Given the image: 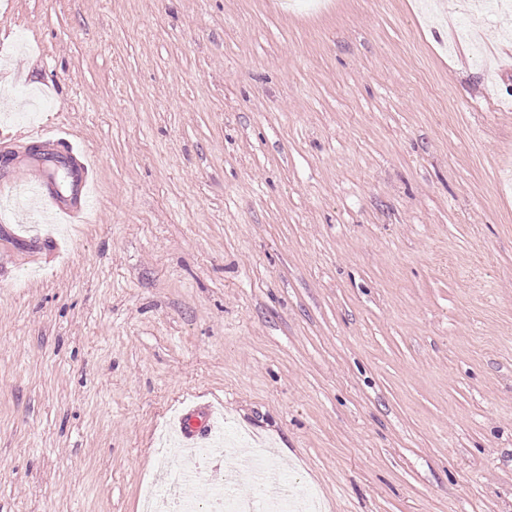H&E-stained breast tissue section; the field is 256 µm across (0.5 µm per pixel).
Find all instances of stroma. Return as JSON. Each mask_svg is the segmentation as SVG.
Instances as JSON below:
<instances>
[{
    "mask_svg": "<svg viewBox=\"0 0 512 512\" xmlns=\"http://www.w3.org/2000/svg\"><path fill=\"white\" fill-rule=\"evenodd\" d=\"M0 0V512H141L262 448L322 512H512V11ZM25 139L31 142L43 143V145L53 146L55 149H62L69 156L78 155L81 158L79 162V169L82 172V177L78 184L79 195L86 197L90 180L88 178L89 171L92 170L88 163L86 152L75 148L73 144L66 138V132L62 128H57L53 135H36L28 134ZM215 407L211 402H197L185 406L175 423V431L191 447L208 444V435L214 427Z\"/></svg>",
    "mask_w": 512,
    "mask_h": 512,
    "instance_id": "obj_1",
    "label": "stroma"
}]
</instances>
